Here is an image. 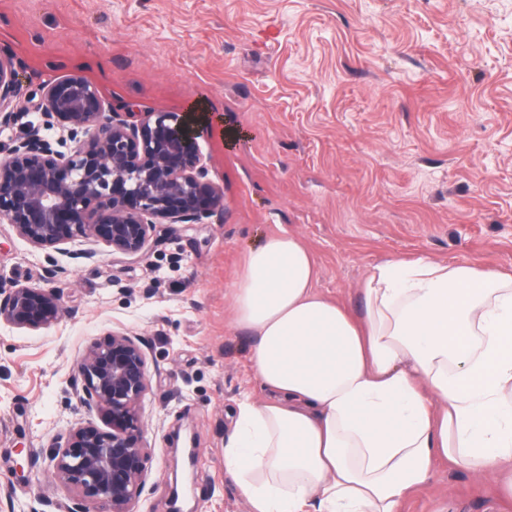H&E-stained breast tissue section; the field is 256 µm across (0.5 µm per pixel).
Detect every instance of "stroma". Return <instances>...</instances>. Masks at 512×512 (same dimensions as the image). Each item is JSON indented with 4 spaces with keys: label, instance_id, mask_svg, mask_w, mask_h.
Segmentation results:
<instances>
[{
    "label": "stroma",
    "instance_id": "1",
    "mask_svg": "<svg viewBox=\"0 0 512 512\" xmlns=\"http://www.w3.org/2000/svg\"><path fill=\"white\" fill-rule=\"evenodd\" d=\"M22 96L79 75L121 112H199L224 210L161 224L142 253L45 257L0 223V277L62 297L47 330L0 327V512H103L47 467L100 422L78 364L140 340L149 450L132 512H248L224 473L237 402L259 394L228 294L244 252L300 236L316 288L354 306L369 265L426 257L512 273V0H0ZM196 464H189L188 450ZM403 512H512L442 460Z\"/></svg>",
    "mask_w": 512,
    "mask_h": 512
}]
</instances>
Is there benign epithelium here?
Listing matches in <instances>:
<instances>
[{
    "label": "benign epithelium",
    "instance_id": "7a95c632",
    "mask_svg": "<svg viewBox=\"0 0 512 512\" xmlns=\"http://www.w3.org/2000/svg\"><path fill=\"white\" fill-rule=\"evenodd\" d=\"M18 63L0 48V131L15 121ZM43 121L11 136L0 156V223L12 225L36 250L76 241L103 243L135 255L159 224H202L224 208L223 191L208 178L191 120L149 112L131 122L98 87L75 75L43 85L34 104ZM59 131L53 147L42 130ZM52 287L0 278V325L38 331L58 323ZM83 390L101 414L72 426L51 448L56 481L82 497L130 512L142 495L147 448L140 407L150 389L145 353L132 337L112 332L79 363Z\"/></svg>",
    "mask_w": 512,
    "mask_h": 512
}]
</instances>
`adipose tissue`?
Returning <instances> with one entry per match:
<instances>
[{
    "label": "adipose tissue",
    "instance_id": "obj_1",
    "mask_svg": "<svg viewBox=\"0 0 512 512\" xmlns=\"http://www.w3.org/2000/svg\"><path fill=\"white\" fill-rule=\"evenodd\" d=\"M301 237L250 247L229 293L252 338L224 471L249 512H401L438 460L512 497V274L372 264L354 309Z\"/></svg>",
    "mask_w": 512,
    "mask_h": 512
}]
</instances>
